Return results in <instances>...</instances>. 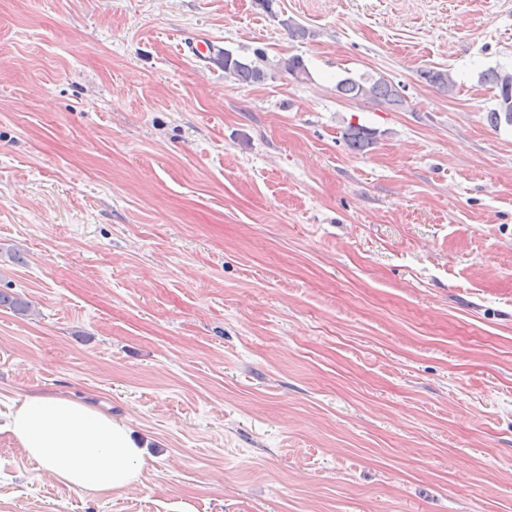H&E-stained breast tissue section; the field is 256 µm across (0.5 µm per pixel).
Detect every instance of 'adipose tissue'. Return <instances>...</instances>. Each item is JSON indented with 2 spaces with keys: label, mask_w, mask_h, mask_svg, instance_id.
Instances as JSON below:
<instances>
[{
  "label": "adipose tissue",
  "mask_w": 512,
  "mask_h": 512,
  "mask_svg": "<svg viewBox=\"0 0 512 512\" xmlns=\"http://www.w3.org/2000/svg\"><path fill=\"white\" fill-rule=\"evenodd\" d=\"M1 423L57 481L95 495L128 488L147 464L145 444L126 423L79 399L27 395Z\"/></svg>",
  "instance_id": "ef3b65f1"
}]
</instances>
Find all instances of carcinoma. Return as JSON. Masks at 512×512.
I'll return each instance as SVG.
<instances>
[{
  "mask_svg": "<svg viewBox=\"0 0 512 512\" xmlns=\"http://www.w3.org/2000/svg\"><path fill=\"white\" fill-rule=\"evenodd\" d=\"M254 55L255 59L246 60L220 48L209 51L206 59L208 63L224 71L225 76L241 84L261 82L279 72H285L295 79L308 77L306 64L299 55L276 60L268 59L262 51H256ZM505 75L507 71L496 69H489L480 75L481 82L497 90V107L489 111V122L495 128L503 122L512 125V81H506ZM420 77L443 93L451 92L455 86L450 72L443 68L425 69L420 72ZM336 92L344 99L367 101L390 108H401L407 104L404 87L384 77H347L336 84ZM343 138L352 151L361 154L368 152L375 144L373 130L359 124L348 125L343 132ZM0 306H7L21 316L27 315L30 310L28 302L2 291Z\"/></svg>",
  "mask_w": 512,
  "mask_h": 512,
  "instance_id": "obj_1",
  "label": "carcinoma"
}]
</instances>
